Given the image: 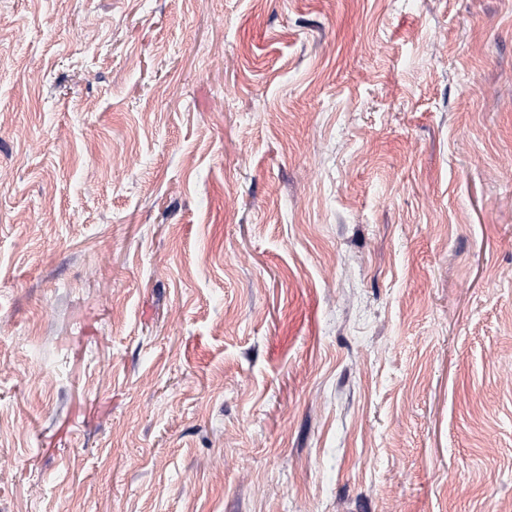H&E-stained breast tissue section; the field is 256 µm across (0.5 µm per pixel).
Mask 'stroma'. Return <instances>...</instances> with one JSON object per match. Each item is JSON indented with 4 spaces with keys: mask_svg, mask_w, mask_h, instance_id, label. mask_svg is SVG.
<instances>
[{
    "mask_svg": "<svg viewBox=\"0 0 512 512\" xmlns=\"http://www.w3.org/2000/svg\"><path fill=\"white\" fill-rule=\"evenodd\" d=\"M0 512H512V0H0Z\"/></svg>",
    "mask_w": 512,
    "mask_h": 512,
    "instance_id": "1",
    "label": "stroma"
}]
</instances>
